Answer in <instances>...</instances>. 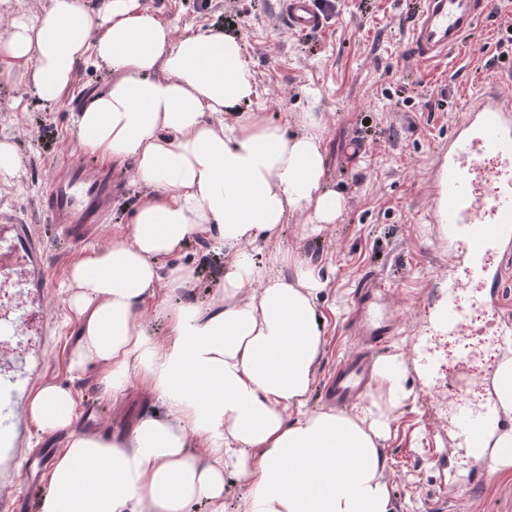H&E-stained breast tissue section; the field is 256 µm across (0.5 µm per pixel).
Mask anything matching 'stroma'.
Returning <instances> with one entry per match:
<instances>
[{"instance_id": "stroma-1", "label": "stroma", "mask_w": 512, "mask_h": 512, "mask_svg": "<svg viewBox=\"0 0 512 512\" xmlns=\"http://www.w3.org/2000/svg\"><path fill=\"white\" fill-rule=\"evenodd\" d=\"M142 2L175 36L201 26L238 35L269 121L292 133L304 113L320 120L325 185L342 195V212L313 235L304 229V216L294 215L280 236L255 254L262 262L269 252L292 249L299 262L316 265L326 283L316 301L328 326L310 409L326 408L324 385L354 346L344 333L354 281L376 270L389 286L398 318L396 335L379 355L403 356L410 391L408 400L389 412L390 434L382 448L394 512H512V466L502 467L492 453L480 459L449 453L457 445L453 427L462 381L485 377L489 358L512 352L502 341L512 332V242L487 256L488 276L473 290L496 306L495 324L473 337L463 357L450 365L442 354L455 337L433 318L448 298L449 280L462 272L448 259L461 256L463 247L431 221L432 169L462 117L463 99L512 68V43L506 41L512 0H490L488 16L473 31L472 40L485 45V54L462 51L429 65L412 54L410 0H335L324 29L309 34L288 29L278 0ZM111 78L110 70L90 57L79 62L73 89L55 102L42 100L30 87L0 83V137L14 141L22 159L17 178L0 184V222L36 225L48 243L42 301L47 333L22 336L14 344L21 355L41 359L34 387L55 383L74 390L77 430L122 435L162 406L141 380L115 398L101 383L98 367L71 373L78 327L65 303L64 284L73 262L120 239L144 189L128 178L111 217L79 245L51 231L42 212L55 161L79 144L73 112ZM18 97L19 110L13 106ZM177 260L197 270L188 299L210 302L224 277L223 255L199 238L188 242ZM6 452L1 445L0 493H20L24 512H39L45 479L21 485L17 474L26 459L6 461Z\"/></svg>"}]
</instances>
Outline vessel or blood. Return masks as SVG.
Returning a JSON list of instances; mask_svg holds the SVG:
<instances>
[{
	"instance_id": "b4317fda",
	"label": "vessel or blood",
	"mask_w": 512,
	"mask_h": 512,
	"mask_svg": "<svg viewBox=\"0 0 512 512\" xmlns=\"http://www.w3.org/2000/svg\"><path fill=\"white\" fill-rule=\"evenodd\" d=\"M487 6L488 0H423L411 28L417 59L434 63L465 48L468 31ZM279 14L298 33L316 32L324 26L315 0H279ZM504 81L512 83V72L468 98L463 118L448 135L447 152L437 159L441 179L438 221L447 225L449 238L464 239L467 246L462 276L450 285L454 292L483 276V262L492 247L512 241V96L503 93L500 84ZM487 155L492 156V164H484ZM116 187L110 171L90 167L80 150H71L56 167L46 192L45 221L65 237L83 241L111 211ZM0 275L21 286L45 289L43 240L32 225H0ZM442 315L449 331L466 334V319L455 297L443 303ZM348 326L360 344L340 362L329 381L328 396L337 405L363 393L375 370L378 349L396 331L376 273H364L357 280ZM493 423L490 413L464 421L463 446L476 447ZM22 428L19 388L15 381L1 382L0 431Z\"/></svg>"
}]
</instances>
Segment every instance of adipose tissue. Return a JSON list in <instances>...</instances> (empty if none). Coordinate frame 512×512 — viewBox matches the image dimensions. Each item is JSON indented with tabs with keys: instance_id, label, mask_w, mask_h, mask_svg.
<instances>
[{
	"instance_id": "adipose-tissue-1",
	"label": "adipose tissue",
	"mask_w": 512,
	"mask_h": 512,
	"mask_svg": "<svg viewBox=\"0 0 512 512\" xmlns=\"http://www.w3.org/2000/svg\"><path fill=\"white\" fill-rule=\"evenodd\" d=\"M4 14L0 79L56 100L86 55L112 73L74 130L96 158L133 161L145 194L121 240L68 270L79 328L70 368L98 365L115 395L141 378L165 408L129 434L90 435L71 429V389L39 388L33 421L68 435L42 512H187L194 502L224 512L228 468L246 488L236 512H394L377 399L353 414L308 407L327 326L317 267L282 248L255 259L289 216L317 231L343 209L324 186L317 117L285 135L251 108L259 87L238 36L201 27L174 37L141 0H105L96 14L84 0H50L35 15L0 0ZM196 238L225 258L212 305L157 301V288L193 287L194 267L161 260ZM151 307L166 324L160 341L145 321Z\"/></svg>"
}]
</instances>
